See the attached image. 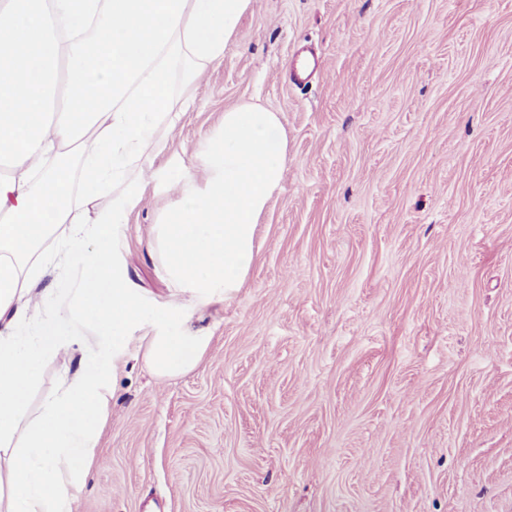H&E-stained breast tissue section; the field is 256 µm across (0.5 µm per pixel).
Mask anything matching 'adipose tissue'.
Returning <instances> with one entry per match:
<instances>
[{
    "mask_svg": "<svg viewBox=\"0 0 512 512\" xmlns=\"http://www.w3.org/2000/svg\"><path fill=\"white\" fill-rule=\"evenodd\" d=\"M252 0H0V455L8 493L0 512H72L96 457L110 382L132 332L157 382L196 367L210 338L182 328L188 306L231 299L256 255L255 224L287 171L278 113L244 105L224 113L220 138L196 157L203 180L177 176L173 213L153 248L178 294L147 307L132 288L118 241L142 199L146 173L167 149L176 86L224 59ZM85 157L68 158L71 145ZM107 206H100L104 190ZM58 262L86 276L45 315L34 288L37 255L60 225ZM111 331L112 350L75 358L68 325ZM77 359L67 386L30 414L47 359Z\"/></svg>",
    "mask_w": 512,
    "mask_h": 512,
    "instance_id": "1",
    "label": "adipose tissue"
}]
</instances>
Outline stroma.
Returning <instances> with one entry per match:
<instances>
[{
    "mask_svg": "<svg viewBox=\"0 0 512 512\" xmlns=\"http://www.w3.org/2000/svg\"><path fill=\"white\" fill-rule=\"evenodd\" d=\"M184 94L155 168L252 102L286 177L242 287L187 309L199 366L160 385L129 345L73 512H512V0H253ZM176 199L150 182L120 243L150 306Z\"/></svg>",
    "mask_w": 512,
    "mask_h": 512,
    "instance_id": "35a3bbf8",
    "label": "stroma"
}]
</instances>
